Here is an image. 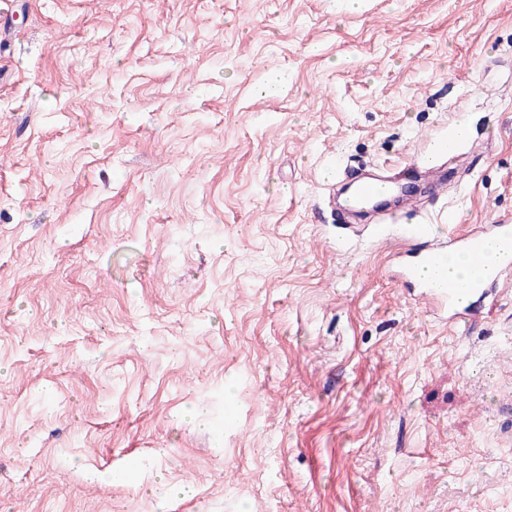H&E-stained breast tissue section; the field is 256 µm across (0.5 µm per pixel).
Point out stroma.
Masks as SVG:
<instances>
[{
  "label": "stroma",
  "instance_id": "35a3bbf8",
  "mask_svg": "<svg viewBox=\"0 0 512 512\" xmlns=\"http://www.w3.org/2000/svg\"><path fill=\"white\" fill-rule=\"evenodd\" d=\"M382 214L512 224V0H5L0 512H512V271L448 324ZM458 139L452 132H444L434 137L420 157V166L424 169V177L432 176L445 156L457 153ZM378 181H366L361 183L356 190L354 203L356 205H364L375 199L389 194L394 187L392 181L377 178Z\"/></svg>",
  "mask_w": 512,
  "mask_h": 512
}]
</instances>
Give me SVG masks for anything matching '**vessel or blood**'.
<instances>
[{
  "label": "vessel or blood",
  "instance_id": "obj_1",
  "mask_svg": "<svg viewBox=\"0 0 512 512\" xmlns=\"http://www.w3.org/2000/svg\"><path fill=\"white\" fill-rule=\"evenodd\" d=\"M457 147L458 140L452 133L434 137L420 157L424 176H432L444 157L456 154ZM392 189V181L384 178L363 182L356 190L355 202L369 203ZM371 234L378 240L399 238L413 242V249L395 260V278L402 286L417 289L422 298L437 301L452 324L470 315L473 306L466 303V296L492 294L499 288L503 274L512 270V224H487L447 239L433 236L428 224H376ZM452 251L469 256L478 269L467 291L434 275Z\"/></svg>",
  "mask_w": 512,
  "mask_h": 512
}]
</instances>
